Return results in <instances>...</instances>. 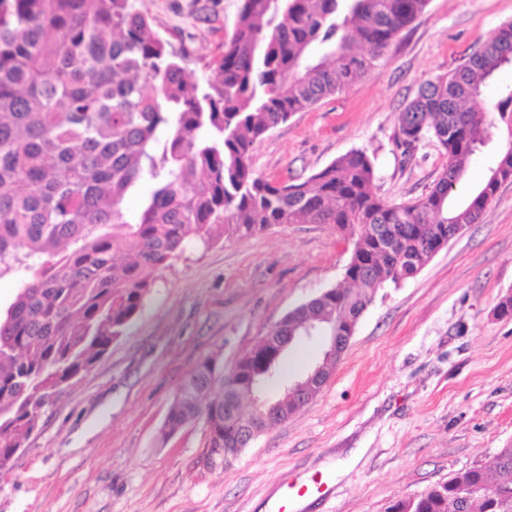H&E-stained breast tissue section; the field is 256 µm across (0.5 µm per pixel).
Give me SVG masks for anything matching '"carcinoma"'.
<instances>
[{
    "instance_id": "obj_1",
    "label": "carcinoma",
    "mask_w": 512,
    "mask_h": 512,
    "mask_svg": "<svg viewBox=\"0 0 512 512\" xmlns=\"http://www.w3.org/2000/svg\"><path fill=\"white\" fill-rule=\"evenodd\" d=\"M430 0H239L214 76L201 87L135 0H0V278L23 274L0 314V467L71 380L89 371L144 306L158 274L190 235L247 238L281 224H333L355 237L365 272L287 313L237 361L235 396L280 383L277 339L336 336L377 291L417 274L444 227L476 224L512 179V22L448 73L427 81L398 114L401 144L436 141L448 165L414 202L374 191L375 167L352 150L302 181L252 168L253 145L296 112L375 71ZM498 116L508 142L480 186L449 199ZM152 185L126 217L129 191ZM397 256L388 260V250ZM339 355L325 348L320 390ZM274 375L265 376L269 363ZM282 421L304 403L280 392ZM204 421L211 451L244 448L224 406V365L207 356L184 379L165 437ZM386 512H512V446L493 471L473 466Z\"/></svg>"
}]
</instances>
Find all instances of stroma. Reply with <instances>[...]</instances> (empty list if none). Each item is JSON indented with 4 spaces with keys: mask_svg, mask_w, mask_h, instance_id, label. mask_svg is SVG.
<instances>
[{
    "mask_svg": "<svg viewBox=\"0 0 512 512\" xmlns=\"http://www.w3.org/2000/svg\"><path fill=\"white\" fill-rule=\"evenodd\" d=\"M205 83L233 32L238 0H137ZM512 22V0H430L381 65L295 113L258 141L254 170L306 178L355 149L375 190L412 201L448 163L432 140L403 151L396 117L420 86ZM472 158L455 197L484 180L502 123ZM354 239L332 224H285L246 239L188 241L142 310L94 367L41 417L10 471L0 512H269L283 482L327 479L296 512H385L400 498L490 465L512 444V179L479 223L415 276L380 289L330 379L287 421L237 456L212 455L204 422L160 430L181 381L205 357L225 369L281 318L344 278Z\"/></svg>",
    "mask_w": 512,
    "mask_h": 512,
    "instance_id": "1",
    "label": "stroma"
}]
</instances>
